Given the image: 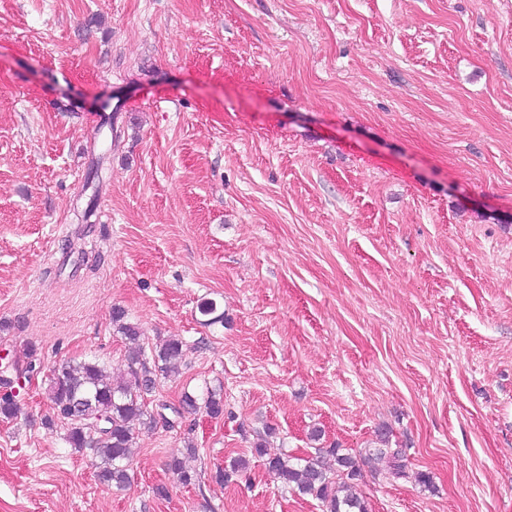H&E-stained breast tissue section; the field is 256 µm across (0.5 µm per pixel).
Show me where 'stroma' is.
Instances as JSON below:
<instances>
[{"instance_id":"35a3bbf8","label":"stroma","mask_w":512,"mask_h":512,"mask_svg":"<svg viewBox=\"0 0 512 512\" xmlns=\"http://www.w3.org/2000/svg\"><path fill=\"white\" fill-rule=\"evenodd\" d=\"M116 307L187 346L156 399L224 393L138 426L123 490L42 423L48 370L124 363ZM32 351L0 512H323L255 444L382 426L407 475L363 465L368 512H512V0H0V356Z\"/></svg>"}]
</instances>
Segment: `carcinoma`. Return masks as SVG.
I'll return each mask as SVG.
<instances>
[{
	"label": "carcinoma",
	"mask_w": 512,
	"mask_h": 512,
	"mask_svg": "<svg viewBox=\"0 0 512 512\" xmlns=\"http://www.w3.org/2000/svg\"><path fill=\"white\" fill-rule=\"evenodd\" d=\"M112 324L125 339L139 338L138 327L125 320L124 310L112 309ZM183 356L184 343L178 338H170L150 350L139 346L129 352L117 379L96 359L66 361L54 367L48 379L51 413L43 418V425L51 429L59 422L64 424L65 443L94 456L98 480L123 490L130 482L136 426L160 420L172 428L175 421L201 408L214 418L224 415V395L216 390L206 392L202 399L186 392L177 404L162 402L148 410L146 398L155 392L157 381L178 374ZM17 384L16 380L0 378L3 420H11L19 413ZM330 453L335 455L336 471L341 473L339 482L333 480L318 455L302 459L270 456L266 469L285 486L325 503L327 512H366L355 491L361 477L360 466L336 448L330 449ZM401 455L400 450L374 449L377 458L389 457V473L395 478L406 476ZM169 469L182 484L196 479L195 470L184 459H173Z\"/></svg>",
	"instance_id": "carcinoma-1"
}]
</instances>
